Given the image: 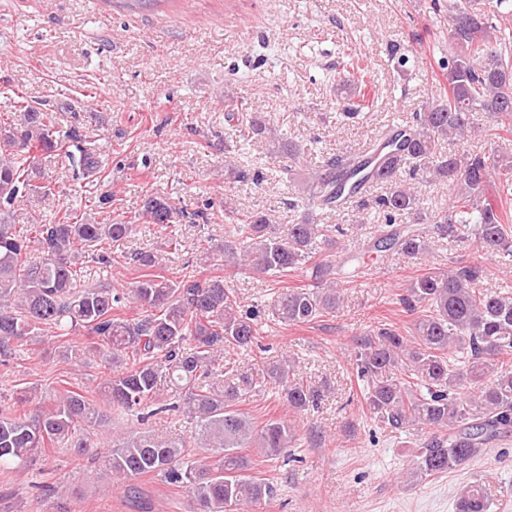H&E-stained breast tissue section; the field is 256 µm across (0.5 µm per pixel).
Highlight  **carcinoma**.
<instances>
[{"label":"carcinoma","instance_id":"obj_1","mask_svg":"<svg viewBox=\"0 0 512 512\" xmlns=\"http://www.w3.org/2000/svg\"><path fill=\"white\" fill-rule=\"evenodd\" d=\"M500 12L489 14L482 0H448V58L439 62L444 96L426 101L399 133L377 138L356 149L331 155L298 186L307 201L286 234L277 233L269 215L250 214L224 228V262L260 274H282L339 246L338 224H317L312 208L330 210L351 197L350 208L381 220L367 247L341 263H318L314 283L288 288L271 308L283 324L308 323L339 309L347 264H359L374 251L416 258L438 239L474 236L484 253L512 257V148L492 153L445 152L440 141L460 140L477 129L478 114L488 115L492 129L512 132V29L498 23L512 15V0H497ZM342 68L360 85V98L338 113L341 122L360 124L376 102L375 78L357 52H342ZM17 116L0 118V364H7L15 344L46 330L86 331L97 345L73 346L68 355L102 354L109 376L100 393L103 403L65 389L40 396L48 410L20 413L0 405V466L24 462L35 452L71 448L83 453L93 435L112 424V414L135 427L117 440L107 459L112 476L129 493L137 479L156 475L186 489L191 512H238L257 506L274 493L252 474L240 449L256 441L271 460L294 441L288 422L271 418L262 426L237 409L250 394L272 386L295 411H308L321 391L296 377L288 358L257 372L231 376L224 367V347L249 349L259 343L256 314L237 310V298L224 280L185 276L173 282L149 273L125 292L106 283H80L77 265L110 262L103 244L136 233L132 222H92L72 210L32 224L23 236L10 223V207L25 197L33 172V154L41 152L60 168L81 170L95 181L104 177L100 147L80 132L56 134L51 109L13 99ZM269 132L257 117L239 124L237 137L261 140ZM226 173L234 182H260L258 167L230 160ZM498 181H493V176ZM448 183V208L422 206L426 183ZM382 189L373 195L372 189ZM208 223L206 211L178 207L161 197L145 201L143 222L165 226L178 218ZM40 253L30 262L31 251ZM484 275L478 264L433 269L417 277L401 298L417 317L414 335L382 328L361 341L356 356L365 407L379 422L395 429H433L417 455V473L432 476L473 462L482 448L512 436V292H476ZM132 299L136 319L120 317ZM169 412L195 425L204 454L178 440H163L149 422ZM493 501L480 485L462 490L458 512H491Z\"/></svg>","mask_w":512,"mask_h":512}]
</instances>
